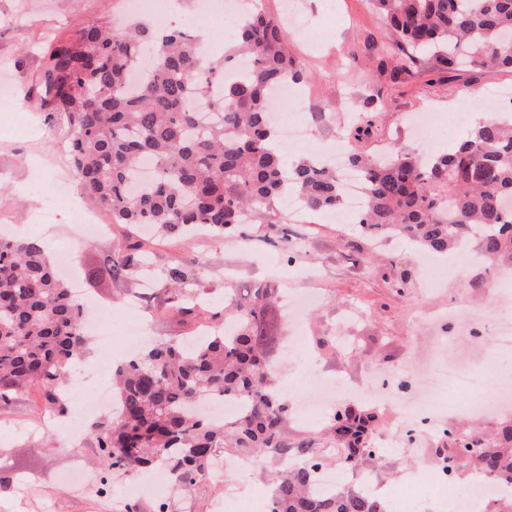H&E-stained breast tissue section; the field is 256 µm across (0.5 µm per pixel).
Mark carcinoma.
<instances>
[{
  "label": "carcinoma",
  "instance_id": "cac0c4a2",
  "mask_svg": "<svg viewBox=\"0 0 512 512\" xmlns=\"http://www.w3.org/2000/svg\"><path fill=\"white\" fill-rule=\"evenodd\" d=\"M389 28L399 62L432 54L446 68L512 70V0H369ZM305 80L288 52L281 21L259 5L244 18L238 42L212 59L198 37L145 25L108 32L87 25L69 40H52L31 79L28 99L46 110L47 125L66 140L83 192L114 224L165 233L205 228L222 237L255 213L279 222L276 203L295 193L311 212L343 205L340 178L313 158L288 162L276 146L270 93ZM203 99L208 111L195 102ZM349 164L363 176L360 234L390 236L434 253L469 245L495 264L512 265V119L478 122L450 151L415 154L393 144L384 155L359 151ZM128 256L112 258L116 276L136 274ZM183 302L195 296L183 271H166ZM270 288L247 302L224 295V321L192 347L159 340L118 363V404L97 427L108 468L123 473L168 469L177 485L209 472L213 452L280 463L270 512H386L381 499L353 483L321 492L316 471L328 456L316 435L288 438V408L273 390ZM82 305L34 240L0 237V402L38 383L53 404L81 360L86 339ZM235 400L232 418L193 411L201 398ZM376 412L351 407L331 417L336 464L374 456ZM442 461L499 478L508 490L491 512H512V425L492 440L459 436Z\"/></svg>",
  "mask_w": 512,
  "mask_h": 512
}]
</instances>
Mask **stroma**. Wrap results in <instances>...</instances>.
Segmentation results:
<instances>
[{
	"label": "stroma",
	"instance_id": "35a3bbf8",
	"mask_svg": "<svg viewBox=\"0 0 512 512\" xmlns=\"http://www.w3.org/2000/svg\"><path fill=\"white\" fill-rule=\"evenodd\" d=\"M224 0H211L209 12L197 15L199 0H179L170 25L192 24L211 37L210 52L222 57L234 40L224 21ZM307 39L288 34V49L308 75L301 93L311 95L323 122L311 123L309 136L293 152L304 157L346 150L348 114L339 109L343 92L352 94V110L377 113L370 136L359 142L371 154L379 141L399 132V142L416 152L425 146L406 131L404 118L438 112L442 125L439 149H452L485 110L480 91L503 87L512 98V72L487 67L477 72L448 73L434 57L419 56L415 64L397 69L394 60H380L376 48L387 37L381 17L366 0H301ZM127 0H0V63L14 95L27 91L42 65L45 33L74 36L89 24L115 29L129 21ZM57 135L44 125L34 108H0V234L42 240L49 254L72 246L73 260L61 273L74 279L84 304L112 306V346L88 338L80 370L81 396L63 394L62 407L50 405L44 391L32 386L9 404L0 403V512H120L123 503L138 512H156L168 502L180 512L191 498L192 512H217L225 487L237 490L234 512H269L274 461L245 470L213 474L192 486L163 483L144 491V478L108 470L93 435L109 411L85 417L80 406L98 388L112 382V350L122 347L134 317L143 321V336L183 339L212 325L224 311V291L234 289L249 298L252 288L266 284L278 294L315 297L307 312L304 334L295 354L277 347L271 364L274 388L288 398L289 437L324 432L328 418L307 422L293 396L311 393L315 379L326 376L339 388L337 408L364 405L355 390L358 378L376 380L389 374L456 360L468 371L485 376L479 393L448 388L435 420L438 431L419 447L396 442L403 405L374 399L379 422L374 442L378 458H364L375 469L389 512H453V500L464 495L474 473L462 467L452 483L441 482L435 467L438 449L447 447L444 429L474 437H493L512 424V411L497 408L499 383H512V349L502 350L477 340L471 330L495 317L512 318V270L496 269L477 259L465 270L442 280L428 276L415 245L361 237L352 221L336 224L326 215H310L308 223L240 225L218 238L200 231L192 235L163 234L116 224L110 236L86 240L79 235L77 212H95L71 180L69 161L60 153ZM54 207L50 226L33 223L45 204ZM303 240L302 252L287 255L282 235ZM149 258L158 266L184 268L198 284L193 313L181 315L171 307L169 284L163 276L141 291L136 276L113 277L114 253ZM96 277H89L90 269ZM404 288H397V281ZM140 294L137 316L126 314L131 294Z\"/></svg>",
	"mask_w": 512,
	"mask_h": 512
}]
</instances>
